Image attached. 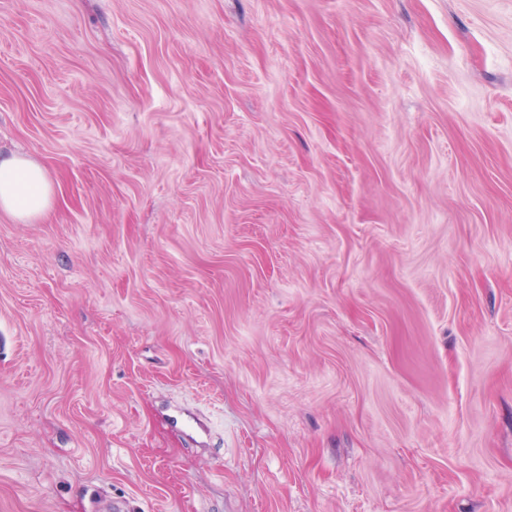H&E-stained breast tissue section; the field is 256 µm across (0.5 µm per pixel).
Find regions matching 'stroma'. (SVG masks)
I'll list each match as a JSON object with an SVG mask.
<instances>
[{"label":"stroma","mask_w":512,"mask_h":512,"mask_svg":"<svg viewBox=\"0 0 512 512\" xmlns=\"http://www.w3.org/2000/svg\"><path fill=\"white\" fill-rule=\"evenodd\" d=\"M0 512H512V0H0ZM53 187L44 168L23 154H0V210L22 224L44 214Z\"/></svg>","instance_id":"stroma-1"}]
</instances>
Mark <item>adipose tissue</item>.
I'll list each match as a JSON object with an SVG mask.
<instances>
[{"label": "adipose tissue", "mask_w": 512, "mask_h": 512, "mask_svg": "<svg viewBox=\"0 0 512 512\" xmlns=\"http://www.w3.org/2000/svg\"><path fill=\"white\" fill-rule=\"evenodd\" d=\"M52 194L40 164L23 154H0V211L25 224L44 214Z\"/></svg>", "instance_id": "ef3b65f1"}]
</instances>
